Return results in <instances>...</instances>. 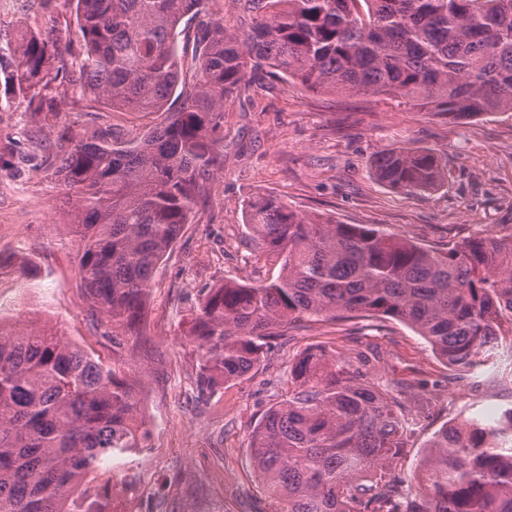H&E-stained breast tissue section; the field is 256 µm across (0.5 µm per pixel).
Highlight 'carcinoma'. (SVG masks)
<instances>
[{
  "label": "carcinoma",
  "instance_id": "obj_1",
  "mask_svg": "<svg viewBox=\"0 0 512 512\" xmlns=\"http://www.w3.org/2000/svg\"><path fill=\"white\" fill-rule=\"evenodd\" d=\"M73 2L80 61L67 66L53 34L23 30L4 91L34 113L56 112L63 75L114 111L153 117L134 136L107 125L80 138L59 131L50 145L59 181L77 195L67 228L90 308L131 336L141 334L155 268L223 169L225 103L263 70L453 120L512 112V0H244L242 39L209 0ZM372 169L397 190L431 189L447 175L419 148L380 151ZM244 219L280 274L201 290L186 336L201 401L248 375L304 319L400 322L463 376L512 358V233L430 249L375 224L305 216L273 195L249 201ZM0 268L33 274L22 256H0ZM367 364H337L325 346L292 364V395L250 444L280 512H512V407L439 429L409 495L388 475L416 422L403 387L373 381ZM148 434L121 370L47 322L0 325V512H119L112 470Z\"/></svg>",
  "mask_w": 512,
  "mask_h": 512
}]
</instances>
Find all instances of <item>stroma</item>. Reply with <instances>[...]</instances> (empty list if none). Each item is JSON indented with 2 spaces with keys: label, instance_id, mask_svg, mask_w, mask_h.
Listing matches in <instances>:
<instances>
[{
  "label": "stroma",
  "instance_id": "obj_1",
  "mask_svg": "<svg viewBox=\"0 0 512 512\" xmlns=\"http://www.w3.org/2000/svg\"><path fill=\"white\" fill-rule=\"evenodd\" d=\"M54 29L79 56L72 0H0V62L21 29ZM59 112L42 118L27 99L0 98V255H24L35 276L0 279V307L17 326L33 312L58 323L66 337L134 383L149 429L147 446L115 481L129 512H273L250 458L251 435L265 413L287 400L292 362L323 344L345 359L375 349L371 371L411 389L406 407L417 425L393 465L411 478L441 427L480 414L497 418L512 406V366L460 377L421 336L392 320L305 321L265 350L246 377L210 402L195 391L197 355L184 342L185 318L202 289L227 278L258 283L280 267L254 249L244 223L249 200L274 194L293 209L342 224H375L433 249L492 229L512 231V115L451 121L394 99L329 94L265 77L229 100L224 170L158 266L142 335H115L90 310L78 275L79 247L67 236L70 192L45 160L57 131L80 134L106 123L140 132L143 120L89 101L62 83ZM424 148L448 165L445 182L427 191L393 190L374 177L376 153Z\"/></svg>",
  "mask_w": 512,
  "mask_h": 512
}]
</instances>
